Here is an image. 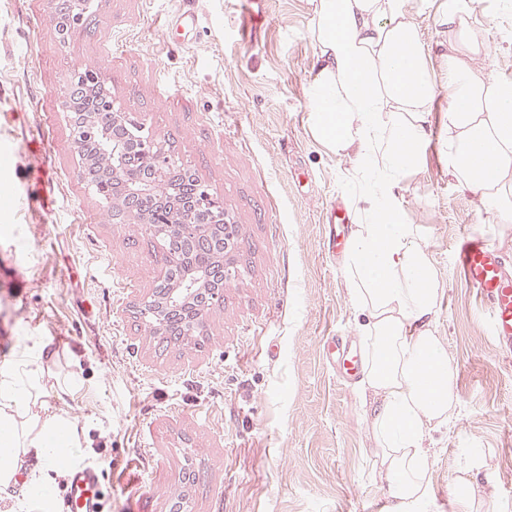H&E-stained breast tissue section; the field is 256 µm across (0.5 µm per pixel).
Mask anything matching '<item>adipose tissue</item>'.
<instances>
[{"mask_svg": "<svg viewBox=\"0 0 512 512\" xmlns=\"http://www.w3.org/2000/svg\"><path fill=\"white\" fill-rule=\"evenodd\" d=\"M317 71L311 129L351 163L358 219L346 254L352 301L369 340L363 387L388 512H419L429 497L426 429L458 400L448 354L434 332L439 274L397 189L418 166L432 105L448 95V172L484 211L512 222V80L479 68L486 48L473 0H435L449 39L436 81L406 0H313ZM43 353L0 367V492L17 487L52 512L58 476L80 459L82 430L42 401Z\"/></svg>", "mask_w": 512, "mask_h": 512, "instance_id": "adipose-tissue-1", "label": "adipose tissue"}]
</instances>
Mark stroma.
I'll return each mask as SVG.
<instances>
[{
    "label": "stroma",
    "mask_w": 512,
    "mask_h": 512,
    "mask_svg": "<svg viewBox=\"0 0 512 512\" xmlns=\"http://www.w3.org/2000/svg\"><path fill=\"white\" fill-rule=\"evenodd\" d=\"M184 8L202 25L176 46L164 22ZM474 14L480 67L512 79V9L474 0ZM312 15L311 0H95L93 33L63 45L50 0H0V367L47 344L70 389L43 400L83 430L104 512H372L387 495L360 387L323 362L324 336L359 329L345 261L321 235L325 209L350 197L347 162L310 127ZM82 63L246 230V272L200 346L159 351L133 318L164 248L102 220L63 104ZM445 105L399 191L440 275L434 328L458 395L427 433L429 512H454L462 478L475 512H512V366L452 254L469 228L512 264V223L449 176Z\"/></svg>",
    "instance_id": "obj_1"
}]
</instances>
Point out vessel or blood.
I'll return each instance as SVG.
<instances>
[{"label":"vessel or blood","instance_id":"1","mask_svg":"<svg viewBox=\"0 0 512 512\" xmlns=\"http://www.w3.org/2000/svg\"><path fill=\"white\" fill-rule=\"evenodd\" d=\"M351 217L347 207L339 205L330 212L324 226V242L332 255H339L348 244ZM454 262L461 278L484 305L498 356L512 361V269L494 247L476 233L459 236ZM325 365L344 382H354L362 373L364 353L348 337L336 335L325 341ZM101 501V479L97 470L73 471L65 493L67 512H97Z\"/></svg>","mask_w":512,"mask_h":512}]
</instances>
